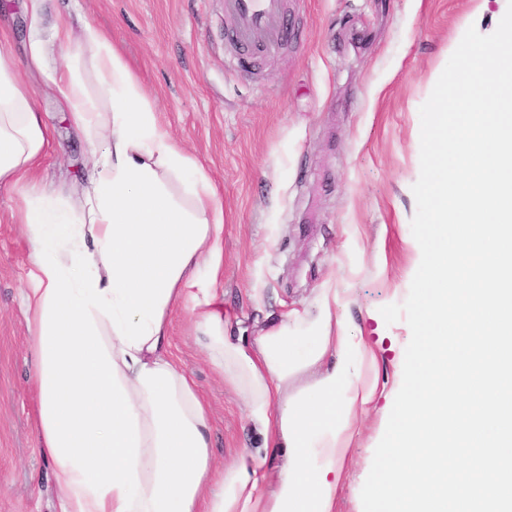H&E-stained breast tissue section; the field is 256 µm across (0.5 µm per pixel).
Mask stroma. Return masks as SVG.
Masks as SVG:
<instances>
[{
    "mask_svg": "<svg viewBox=\"0 0 512 512\" xmlns=\"http://www.w3.org/2000/svg\"><path fill=\"white\" fill-rule=\"evenodd\" d=\"M292 37L256 66H237L224 0H84L91 20L152 98L159 122L202 163L224 200V313L249 334L314 302L335 281L336 315L374 353L373 401L359 409L335 512H363L361 490L402 384L411 339L383 306L403 303L420 247L411 232L420 175L421 105L475 0H285ZM27 22L0 0V52L37 89L52 130L37 169L0 191V512H55L38 451L34 362L21 288L29 243L14 219L19 191L66 204L92 162L80 133L27 67ZM172 351L212 407L211 453L230 464L256 448L242 400L212 371L176 309Z\"/></svg>",
    "mask_w": 512,
    "mask_h": 512,
    "instance_id": "35a3bbf8",
    "label": "stroma"
}]
</instances>
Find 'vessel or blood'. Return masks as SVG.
Instances as JSON below:
<instances>
[{
    "mask_svg": "<svg viewBox=\"0 0 512 512\" xmlns=\"http://www.w3.org/2000/svg\"><path fill=\"white\" fill-rule=\"evenodd\" d=\"M284 0H224V11L235 21L231 40L244 53L266 52L287 42L282 22Z\"/></svg>",
    "mask_w": 512,
    "mask_h": 512,
    "instance_id": "vessel-or-blood-1",
    "label": "vessel or blood"
}]
</instances>
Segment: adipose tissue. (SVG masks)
<instances>
[{
    "label": "adipose tissue",
    "mask_w": 512,
    "mask_h": 512,
    "mask_svg": "<svg viewBox=\"0 0 512 512\" xmlns=\"http://www.w3.org/2000/svg\"><path fill=\"white\" fill-rule=\"evenodd\" d=\"M46 3L24 2L28 65L44 73L93 158L68 209L33 189L16 210L31 245L22 297L38 450L57 512H334L355 408L374 390L361 379L372 350L336 323L340 289L321 288L308 317L227 335L216 187L82 7L50 22ZM55 49L66 70L49 66ZM86 62L95 84L79 73ZM49 141L33 92L1 52L0 188L32 171ZM180 306L262 438L225 468L211 456L209 405L171 350ZM302 372L311 388L289 398ZM271 452L286 463L267 492Z\"/></svg>",
    "instance_id": "adipose-tissue-1"
}]
</instances>
